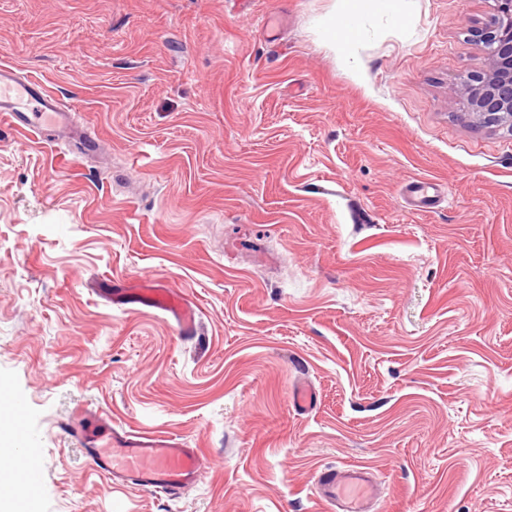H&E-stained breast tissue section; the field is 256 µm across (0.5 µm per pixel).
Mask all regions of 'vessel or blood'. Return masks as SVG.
<instances>
[{"label":"vessel or blood","instance_id":"vessel-or-blood-1","mask_svg":"<svg viewBox=\"0 0 512 512\" xmlns=\"http://www.w3.org/2000/svg\"><path fill=\"white\" fill-rule=\"evenodd\" d=\"M0 116L18 131L34 137L47 130L59 140L83 145L94 142L86 126L80 125L55 95L24 76L18 68L6 64L0 65ZM444 197V188L428 181H409L402 190L404 202L420 209L433 208ZM93 287L112 305L156 312L181 335L192 336L198 330L200 310L196 302L164 281L115 277L94 282ZM292 402L296 410L312 411L317 404L315 389L307 383H297ZM70 425L96 469L114 484L130 483L175 495L195 485L207 468L198 449L187 447L173 436L104 427L82 412L74 415ZM29 443L27 433L17 430L14 453L26 460L20 483L32 491L38 485L40 468L35 456L28 452ZM312 493L326 505L328 512H370L368 504L376 494L374 474L371 468L362 465L323 468L314 475Z\"/></svg>","mask_w":512,"mask_h":512}]
</instances>
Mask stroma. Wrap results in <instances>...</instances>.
Instances as JSON below:
<instances>
[{"instance_id":"obj_1","label":"stroma","mask_w":512,"mask_h":512,"mask_svg":"<svg viewBox=\"0 0 512 512\" xmlns=\"http://www.w3.org/2000/svg\"><path fill=\"white\" fill-rule=\"evenodd\" d=\"M343 5L0 0V64L105 145L0 119V386L35 512H326L313 476L342 464L375 512H512V131L450 93L495 2L396 0L339 47ZM415 179L447 201L409 209ZM112 276L182 289L198 335L91 293ZM84 409L209 466L176 497L111 485L63 427ZM292 402L296 410L304 413L312 411L317 404L315 389L305 382H298L293 389ZM2 418L5 422V433L3 437L2 446V434H1V426H2ZM12 443V427L8 418V413L1 408L0 411V459L2 458H11L13 453L16 456H20L26 460V465L22 469L20 473V484L24 486L27 490L33 491L38 485L40 479V468L38 463L36 462V458L34 455L29 454V437L27 433L20 427H16V437H15V446L14 451L12 447L8 446Z\"/></svg>"}]
</instances>
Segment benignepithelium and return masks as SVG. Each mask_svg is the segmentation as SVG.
<instances>
[{
  "label": "benign epithelium",
  "mask_w": 512,
  "mask_h": 512,
  "mask_svg": "<svg viewBox=\"0 0 512 512\" xmlns=\"http://www.w3.org/2000/svg\"><path fill=\"white\" fill-rule=\"evenodd\" d=\"M495 3L491 24L475 33L486 50V67L452 93L463 99L478 124L512 131V0Z\"/></svg>",
  "instance_id": "obj_1"
}]
</instances>
